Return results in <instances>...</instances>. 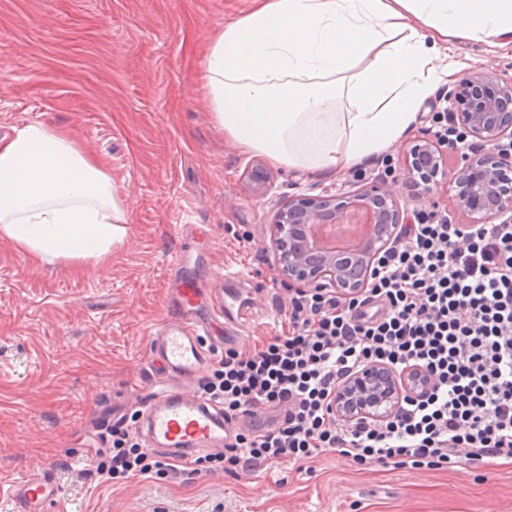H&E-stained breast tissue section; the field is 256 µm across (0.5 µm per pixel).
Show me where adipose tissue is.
<instances>
[{
    "mask_svg": "<svg viewBox=\"0 0 512 512\" xmlns=\"http://www.w3.org/2000/svg\"><path fill=\"white\" fill-rule=\"evenodd\" d=\"M463 40L512 44V0H254L210 36L204 80L225 136L328 178L399 147ZM107 167L38 122L0 139V244L108 268L130 236Z\"/></svg>",
    "mask_w": 512,
    "mask_h": 512,
    "instance_id": "adipose-tissue-1",
    "label": "adipose tissue"
}]
</instances>
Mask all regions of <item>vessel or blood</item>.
Wrapping results in <instances>:
<instances>
[{
	"mask_svg": "<svg viewBox=\"0 0 512 512\" xmlns=\"http://www.w3.org/2000/svg\"><path fill=\"white\" fill-rule=\"evenodd\" d=\"M197 249L185 246L170 260L180 272L173 290L171 313L159 325L150 343V385L139 393L143 438L155 452L167 458L187 460L203 451L223 449L229 430L221 408L207 401L200 388L204 366L212 357L203 338L223 343L221 319L232 310L237 289L203 287L191 275ZM61 496L52 473L43 472L13 485V512H47Z\"/></svg>",
	"mask_w": 512,
	"mask_h": 512,
	"instance_id": "1",
	"label": "vessel or blood"
}]
</instances>
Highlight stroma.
I'll return each instance as SVG.
<instances>
[{"label": "stroma", "mask_w": 512, "mask_h": 512, "mask_svg": "<svg viewBox=\"0 0 512 512\" xmlns=\"http://www.w3.org/2000/svg\"><path fill=\"white\" fill-rule=\"evenodd\" d=\"M252 0H0V133L41 122L66 130L104 157L130 217L131 244L108 269L73 273L35 265L0 248V512L12 484L52 471L62 495L50 512H512V463L454 472L360 470L328 451L299 464L237 477L132 478L112 484L89 475L95 449L111 438L97 413L145 384L151 332L167 315L172 254L188 228L201 235L196 270L210 287L228 275L248 296L250 319L224 328L248 352L287 323L270 224L277 201L334 193L358 175L384 176L400 203L416 209L402 170L420 133L442 130L441 93L422 103L402 147L384 160L324 178L273 165L224 134L203 80L204 46ZM495 53L512 76V44H457L450 76L479 69ZM264 168L265 188L247 172Z\"/></svg>", "instance_id": "stroma-1"}]
</instances>
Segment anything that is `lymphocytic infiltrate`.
<instances>
[{
  "label": "lymphocytic infiltrate",
  "mask_w": 512,
  "mask_h": 512,
  "mask_svg": "<svg viewBox=\"0 0 512 512\" xmlns=\"http://www.w3.org/2000/svg\"><path fill=\"white\" fill-rule=\"evenodd\" d=\"M371 362L419 368L426 392L403 399L379 424L339 420L330 410L341 380ZM201 390L231 419L273 414L270 428L233 433L223 450L164 461L112 428L95 473L118 484L172 473L247 472L302 463L333 451L359 468L454 470L512 460V223L468 227L415 215L363 292L296 288L288 331L244 353L228 347Z\"/></svg>",
  "instance_id": "lymphocytic-infiltrate-1"
}]
</instances>
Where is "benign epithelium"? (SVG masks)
<instances>
[{"mask_svg":"<svg viewBox=\"0 0 512 512\" xmlns=\"http://www.w3.org/2000/svg\"><path fill=\"white\" fill-rule=\"evenodd\" d=\"M452 125L473 142L453 168L438 140L422 136L405 154L406 182L412 197L428 202L444 183L454 188V211L475 226L499 221L512 223V160L502 152L512 141V77L472 70L447 89ZM367 210L376 233L357 253L315 255L309 230L333 224L336 216ZM412 223L383 182L361 185L334 194L297 195L276 205L271 244L278 278L293 287L335 288L345 295L360 292L375 273L380 259ZM428 375L418 368L400 372L384 363L368 364L347 376L332 397L331 410L346 422H383L392 418L406 395L427 388Z\"/></svg>","mask_w":512,"mask_h":512,"instance_id":"1","label":"benign epithelium"}]
</instances>
